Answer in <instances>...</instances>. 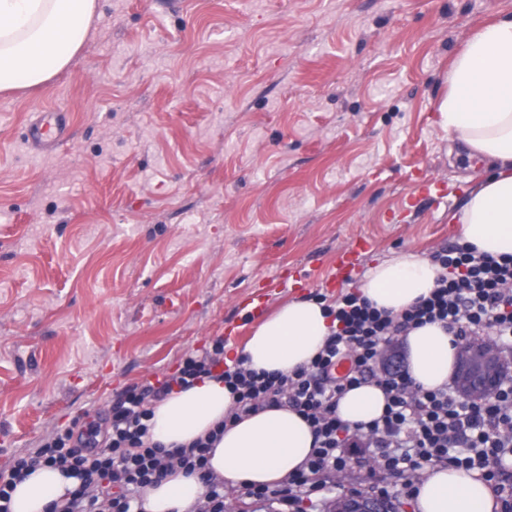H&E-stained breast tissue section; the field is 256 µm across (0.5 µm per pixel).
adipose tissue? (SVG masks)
Instances as JSON below:
<instances>
[{"mask_svg":"<svg viewBox=\"0 0 512 512\" xmlns=\"http://www.w3.org/2000/svg\"><path fill=\"white\" fill-rule=\"evenodd\" d=\"M95 9L96 0H0V90L40 85L62 71L82 46ZM447 81L448 93L438 106L440 125L490 167L451 220L464 245L512 256V16L471 34L452 61ZM441 273L431 259L407 250L372 266L356 290L378 310L397 315L428 297ZM336 328L324 301L291 299L255 323L241 355L253 369L289 374L307 365ZM402 342L415 383L435 389L451 380L458 349L441 324L413 329ZM232 403L223 380L202 378L154 405L152 438L176 448L220 430L209 465L232 486L277 484L304 465L313 436L301 416L286 407L267 408L229 424L225 418ZM385 403L380 388L365 384L346 391L336 413L354 426L378 418ZM74 485L59 469L36 468L13 489L10 512H46ZM204 491L196 476L176 469L141 496L145 512H191ZM414 508L495 512L496 498L477 472L437 466L425 473Z\"/></svg>","mask_w":512,"mask_h":512,"instance_id":"adipose-tissue-1","label":"adipose tissue"}]
</instances>
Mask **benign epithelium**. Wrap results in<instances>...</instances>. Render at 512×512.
<instances>
[{
    "instance_id": "1",
    "label": "benign epithelium",
    "mask_w": 512,
    "mask_h": 512,
    "mask_svg": "<svg viewBox=\"0 0 512 512\" xmlns=\"http://www.w3.org/2000/svg\"><path fill=\"white\" fill-rule=\"evenodd\" d=\"M460 353L456 379L459 395L469 402L488 399L508 373L512 355L491 342L479 340L464 343ZM337 512H390V507L381 498L344 495L338 498Z\"/></svg>"
}]
</instances>
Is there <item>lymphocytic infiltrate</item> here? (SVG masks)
I'll return each instance as SVG.
<instances>
[{
	"instance_id": "obj_1",
	"label": "lymphocytic infiltrate",
	"mask_w": 512,
	"mask_h": 512,
	"mask_svg": "<svg viewBox=\"0 0 512 512\" xmlns=\"http://www.w3.org/2000/svg\"><path fill=\"white\" fill-rule=\"evenodd\" d=\"M433 260L443 270L435 289L398 317L352 291L328 304L338 330L310 364L292 374L257 371L242 358L226 363L224 341L218 338L185 355L172 375L126 388L106 416L104 441H97L95 430L78 435L66 428L47 436L34 451L14 456L0 471V512H10L16 482L40 466L58 468L76 481L50 512H143L141 489L177 467L198 475L206 487L195 512H225L224 481L207 467L217 433L178 448L164 447L150 434L153 403L215 373L233 396L232 418L286 406L306 420L314 437L304 468L282 483L245 488L244 498L276 503L289 512L306 502L324 506L334 490L333 478L352 467L350 450L360 442L373 449L380 468L403 477L404 495L413 494L414 478L425 468L452 464L478 470L494 489L500 512H512V483L504 479V462L512 458V378L476 404L462 400L454 386L428 390L407 370L378 361L384 346L433 322L458 340L474 336L512 347V256L460 245L436 253ZM343 363L348 369L337 375ZM366 383L384 392V412L368 423L349 425L337 416V401L346 390Z\"/></svg>"
}]
</instances>
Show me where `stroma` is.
<instances>
[{
  "label": "stroma",
  "mask_w": 512,
  "mask_h": 512,
  "mask_svg": "<svg viewBox=\"0 0 512 512\" xmlns=\"http://www.w3.org/2000/svg\"><path fill=\"white\" fill-rule=\"evenodd\" d=\"M512 0H97L49 82L0 92V468L54 430L102 425L127 387L264 297L334 301L377 260L457 243L485 169L439 125L448 68ZM55 109L45 154L26 122ZM369 239L345 286L336 254ZM302 287L283 285L290 271ZM262 312V313H263ZM399 475L354 469L337 492ZM37 117L27 127V140L37 148L51 152L68 136L66 116L63 112H37Z\"/></svg>",
  "instance_id": "obj_1"
}]
</instances>
